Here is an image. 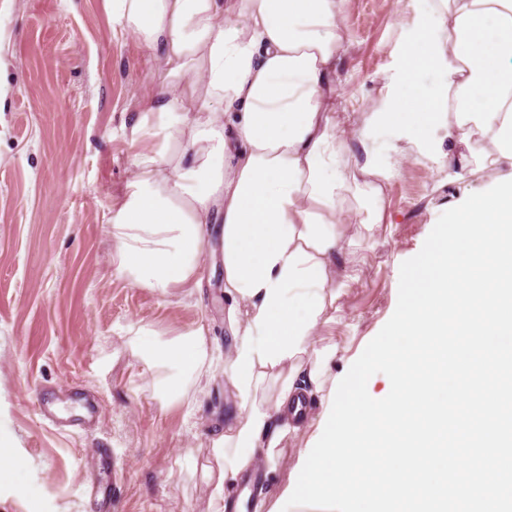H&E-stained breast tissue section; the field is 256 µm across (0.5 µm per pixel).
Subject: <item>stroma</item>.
I'll return each instance as SVG.
<instances>
[{"label": "stroma", "instance_id": "obj_1", "mask_svg": "<svg viewBox=\"0 0 512 512\" xmlns=\"http://www.w3.org/2000/svg\"><path fill=\"white\" fill-rule=\"evenodd\" d=\"M416 0H349L350 47L338 93L350 112L381 106L397 66L402 31ZM0 439L21 461L0 483V512H213L202 469L217 425L236 400L223 375L232 336L222 257L211 245L204 281L191 297L163 296L112 274L107 218L132 177L136 110L161 88L153 54L112 30L102 0H0ZM390 133L374 146L395 175L382 184L383 220L352 217L334 281L345 283L317 339L336 345L344 370L393 315L401 264L417 255L439 216L481 187L497 167L442 143L436 159H396ZM206 323L214 365L188 390V403L162 408L154 370L128 340L144 328L167 334ZM71 405L92 404L89 427L54 430L36 412L59 387ZM314 429L281 449L264 491L275 501ZM111 449L122 477L115 493L91 498L104 482L95 451Z\"/></svg>", "mask_w": 512, "mask_h": 512}]
</instances>
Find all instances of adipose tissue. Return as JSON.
Returning a JSON list of instances; mask_svg holds the SVG:
<instances>
[{"mask_svg": "<svg viewBox=\"0 0 512 512\" xmlns=\"http://www.w3.org/2000/svg\"><path fill=\"white\" fill-rule=\"evenodd\" d=\"M344 2L103 0L113 30L153 50L163 74L129 132L141 149L108 219L114 276L192 296L220 227L224 379L239 416L204 468L214 512L257 463L277 472L284 441L312 424L301 400L329 402L336 349L314 337L342 292L331 272L351 213L381 222L378 184L392 175L374 152L355 158L348 134L390 130L393 153L426 157L445 136L512 166V0H427L382 106L360 116L336 94ZM129 348L157 370L164 407L213 362L202 324L166 341L140 331Z\"/></svg>", "mask_w": 512, "mask_h": 512, "instance_id": "obj_1", "label": "adipose tissue"}]
</instances>
